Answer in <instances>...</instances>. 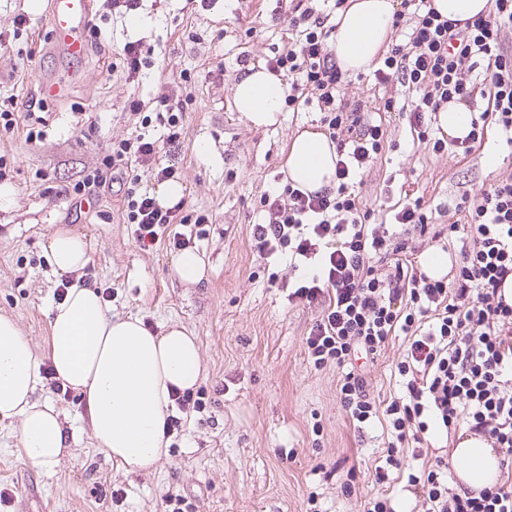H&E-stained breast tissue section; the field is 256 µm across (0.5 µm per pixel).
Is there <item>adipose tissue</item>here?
I'll return each instance as SVG.
<instances>
[{
	"label": "adipose tissue",
	"mask_w": 512,
	"mask_h": 512,
	"mask_svg": "<svg viewBox=\"0 0 512 512\" xmlns=\"http://www.w3.org/2000/svg\"><path fill=\"white\" fill-rule=\"evenodd\" d=\"M395 0H350L336 17L332 50L343 72L367 70L391 37ZM288 85L266 68H249L234 85L233 102L255 127L278 123ZM283 167L295 187L319 192L335 187L336 147L306 128L293 136ZM54 272L69 274L87 263L80 234L59 231L47 245ZM44 353H37L16 322L0 315V422L18 420L21 450L30 464L50 469L68 449L59 411L38 398L40 366L50 361L57 380L81 393L94 445L128 471H148L168 452L166 422L174 391L197 386L202 371L196 337L178 325L149 331L137 318H108L98 293L69 288L55 305ZM450 455L458 489L496 487L501 456L492 442L460 432Z\"/></svg>",
	"instance_id": "1"
}]
</instances>
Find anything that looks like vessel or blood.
I'll return each instance as SVG.
<instances>
[{
    "mask_svg": "<svg viewBox=\"0 0 512 512\" xmlns=\"http://www.w3.org/2000/svg\"><path fill=\"white\" fill-rule=\"evenodd\" d=\"M93 14L94 0H46L43 16L53 51L69 60L84 59Z\"/></svg>",
    "mask_w": 512,
    "mask_h": 512,
    "instance_id": "1",
    "label": "vessel or blood"
}]
</instances>
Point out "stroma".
Instances as JSON below:
<instances>
[{
	"label": "stroma",
	"mask_w": 512,
	"mask_h": 512,
	"mask_svg": "<svg viewBox=\"0 0 512 512\" xmlns=\"http://www.w3.org/2000/svg\"><path fill=\"white\" fill-rule=\"evenodd\" d=\"M276 0H142L138 26L129 16L94 6L101 35L82 64L49 51L48 26L26 0H0V101L38 98L39 75L60 74L63 95L44 103L41 139H26L27 119L0 128V162L12 192L0 208V314L13 318L36 348L49 334V313L63 279L53 272L49 238L68 229L87 245L92 284L110 289L109 317L141 318L160 333L172 324L196 336L202 379L193 396L204 407L183 417L168 455L148 472H126L93 444L75 390L43 388L64 415L69 451L50 470L31 466L19 451L16 424H0V512H162L165 497L187 512H361L365 501L390 498L395 512H422L405 478L375 480L388 446L385 422L354 429L340 403L337 367L315 370L305 338L320 308L288 300L283 284L295 272L286 259L265 260L251 226L262 218L264 192L283 188V155L294 132L320 128L317 106L283 110L275 127L254 128L236 112L233 87L246 67L265 64L288 45ZM27 25L16 28L14 19ZM142 40L154 65L129 83L113 62L124 43ZM25 67L13 70L14 60ZM181 102L178 150L161 158L184 186L183 214H206L203 236L190 234L204 258L205 277L181 283L168 240L145 248L128 224L122 180L67 196L98 167L112 142L165 140L166 126L128 108L129 98ZM385 145L363 176L362 194L377 223L392 220L400 193L430 208L454 204L496 179L512 176V147L490 137L467 157L434 154L413 143L404 111L386 118ZM406 349L396 337L367 363L369 392L388 401L401 392L395 367Z\"/></svg>",
	"instance_id": "stroma-1"
}]
</instances>
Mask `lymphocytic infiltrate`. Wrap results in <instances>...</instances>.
Returning <instances> with one entry per match:
<instances>
[{
    "label": "lymphocytic infiltrate",
    "mask_w": 512,
    "mask_h": 512,
    "mask_svg": "<svg viewBox=\"0 0 512 512\" xmlns=\"http://www.w3.org/2000/svg\"><path fill=\"white\" fill-rule=\"evenodd\" d=\"M488 4L487 14L461 25L440 18L430 0H401L393 16V29L405 38L388 43L375 79L412 91L410 126L433 153L467 156L483 148L490 132L512 133V48L505 44L512 0ZM286 16L288 48L266 68L288 84L289 108L318 105L336 147V186L307 193L288 184L282 193L262 195L266 220L252 227L254 247L268 259L285 253L318 266L316 276L290 284L288 299L321 303L306 350L315 369L344 368L338 393L353 423H386L391 441L377 481L385 480L386 468H399L404 445L421 458L427 434L463 422L471 435L500 448L507 477L494 489L458 494L441 477L447 456H438L434 470L408 476L423 512H512V387L505 385L512 372V306L500 294L512 274V177L462 195L447 231L436 229L418 198L397 202L393 229L376 224L355 176L381 154L384 125L363 123L369 102L343 93L347 77L327 43L336 28L331 14L313 0H288ZM478 99L483 109L466 136L433 137L430 123L443 105ZM158 154L156 141L145 135L120 140L72 188L76 194L100 188L107 171L129 169L127 217L144 247L161 240L179 216L178 207L162 208L139 189L140 170L155 166ZM445 233L459 236L462 246L449 274L436 280L415 266L407 238ZM397 336L407 341L397 365L404 393L383 404L371 397L354 361L379 355Z\"/></svg>",
    "instance_id": "lymphocytic-infiltrate-1"
}]
</instances>
